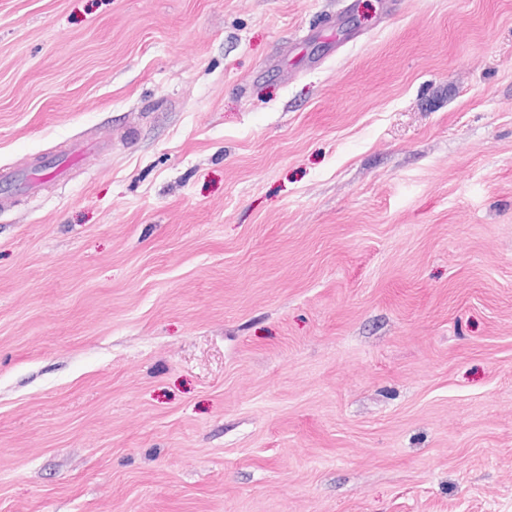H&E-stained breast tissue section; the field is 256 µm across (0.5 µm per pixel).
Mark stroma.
I'll list each match as a JSON object with an SVG mask.
<instances>
[{
  "mask_svg": "<svg viewBox=\"0 0 512 512\" xmlns=\"http://www.w3.org/2000/svg\"><path fill=\"white\" fill-rule=\"evenodd\" d=\"M1 167L0 512H512V0H0Z\"/></svg>",
  "mask_w": 512,
  "mask_h": 512,
  "instance_id": "stroma-1",
  "label": "stroma"
}]
</instances>
